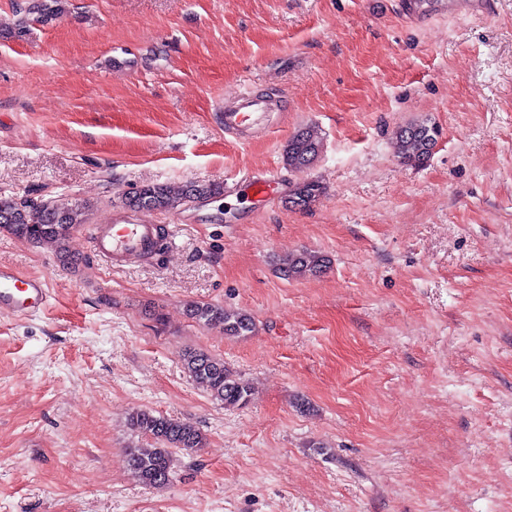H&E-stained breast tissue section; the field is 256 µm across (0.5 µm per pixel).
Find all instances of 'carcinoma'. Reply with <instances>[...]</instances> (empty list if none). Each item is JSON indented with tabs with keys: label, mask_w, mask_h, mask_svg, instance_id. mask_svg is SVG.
<instances>
[{
	"label": "carcinoma",
	"mask_w": 512,
	"mask_h": 512,
	"mask_svg": "<svg viewBox=\"0 0 512 512\" xmlns=\"http://www.w3.org/2000/svg\"><path fill=\"white\" fill-rule=\"evenodd\" d=\"M68 13L67 0H28L22 17L15 26L0 29V36L21 39L28 33L29 20L44 25L63 18ZM435 125L418 121L398 127L393 136L395 156L407 167L427 165L437 140L431 137ZM322 138L314 126L298 129L288 139L283 161L291 170L309 168L319 157ZM223 189L214 184L191 182L173 190L166 184L141 185L124 197L125 205L133 209L173 210L192 199L219 195ZM324 194L316 180L298 182L289 195L292 208H310ZM92 204L86 200L54 199L49 207L31 199H0V231L16 238L42 242L60 248L61 261L76 263L75 257L63 249L73 230L87 223ZM330 260L319 251L301 250L289 254L281 263L280 275L287 280L316 277L328 268ZM186 316L205 328H219L229 337L247 336L255 331L252 315L242 309H227L221 305L194 302L186 306ZM182 367L189 377L210 397L226 408L246 406L252 387L238 373L224 365V360L201 350L191 349L182 355ZM130 430L146 439V443L124 449L127 468L146 486L161 488L171 480L172 450L195 453L206 446V437L192 422L171 418L156 411L137 409L129 413Z\"/></svg>",
	"instance_id": "carcinoma-1"
}]
</instances>
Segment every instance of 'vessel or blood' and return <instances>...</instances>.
Here are the masks:
<instances>
[{
  "mask_svg": "<svg viewBox=\"0 0 512 512\" xmlns=\"http://www.w3.org/2000/svg\"><path fill=\"white\" fill-rule=\"evenodd\" d=\"M268 103L252 91H242L232 106L224 110V130L228 133L261 124ZM162 234L161 225L141 215H126L113 223L98 225L88 237L95 257L120 265L136 259L150 258ZM49 289L38 277L22 276L13 267L0 263V315H28L44 310Z\"/></svg>",
  "mask_w": 512,
  "mask_h": 512,
  "instance_id": "1",
  "label": "vessel or blood"
}]
</instances>
